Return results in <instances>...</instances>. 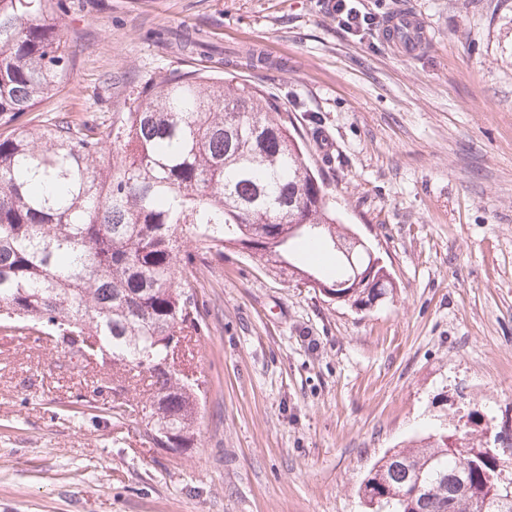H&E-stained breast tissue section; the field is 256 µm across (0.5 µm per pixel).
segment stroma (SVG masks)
<instances>
[{
	"label": "stroma",
	"mask_w": 512,
	"mask_h": 512,
	"mask_svg": "<svg viewBox=\"0 0 512 512\" xmlns=\"http://www.w3.org/2000/svg\"><path fill=\"white\" fill-rule=\"evenodd\" d=\"M64 91L23 122H113L170 71L256 85L287 112L336 213L395 286L334 302L237 249L191 279L202 385L193 447H156L119 416L112 371L76 367L41 329L0 324V512H368L391 449L463 422L512 426V0H66ZM411 9L432 39L384 36ZM202 30L186 56L175 36ZM277 61L256 70L247 50ZM331 9L336 13L338 24L352 30L363 28V24L368 27L372 24L373 17L370 13H362L351 6L350 0H328Z\"/></svg>",
	"instance_id": "1"
}]
</instances>
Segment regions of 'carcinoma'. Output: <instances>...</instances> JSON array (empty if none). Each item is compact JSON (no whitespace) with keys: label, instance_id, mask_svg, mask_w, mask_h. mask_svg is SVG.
I'll return each instance as SVG.
<instances>
[{"label":"carcinoma","instance_id":"cac0c4a2","mask_svg":"<svg viewBox=\"0 0 512 512\" xmlns=\"http://www.w3.org/2000/svg\"><path fill=\"white\" fill-rule=\"evenodd\" d=\"M63 0H0V120L12 122L66 88L74 56ZM296 224L316 226L313 233ZM251 246L262 268L336 282L348 262L335 240L353 232L307 163L288 117L258 88L174 71L130 98L120 123L62 117L0 136V311L49 327L71 357L122 368V396L160 448H187L198 415L194 371L175 336L198 331L181 234ZM430 434L381 459L362 485L376 512H512V456L481 439Z\"/></svg>","mask_w":512,"mask_h":512}]
</instances>
